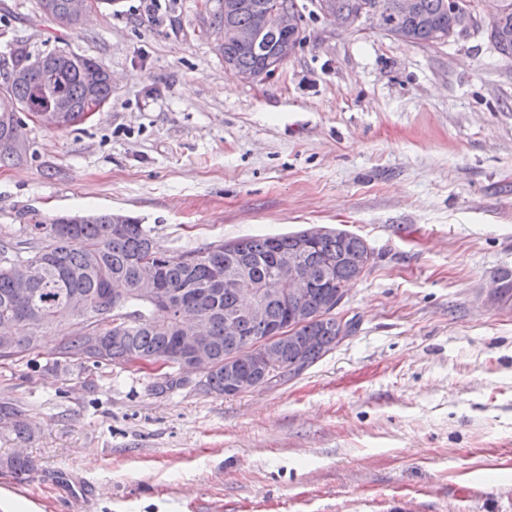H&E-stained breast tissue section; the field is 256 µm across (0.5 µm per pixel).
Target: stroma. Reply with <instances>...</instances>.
Instances as JSON below:
<instances>
[{
    "label": "stroma",
    "instance_id": "1",
    "mask_svg": "<svg viewBox=\"0 0 512 512\" xmlns=\"http://www.w3.org/2000/svg\"><path fill=\"white\" fill-rule=\"evenodd\" d=\"M304 39L265 81L231 74L217 0H119L61 28L0 0L13 42L112 73L63 131L27 123L0 167V240L59 214L120 211L172 254L329 227L371 269L337 314L355 332L298 377L233 396L156 393L140 366L53 367L60 336L0 360L31 438L0 512H512V59L486 31L438 46L345 30L296 0Z\"/></svg>",
    "mask_w": 512,
    "mask_h": 512
}]
</instances>
